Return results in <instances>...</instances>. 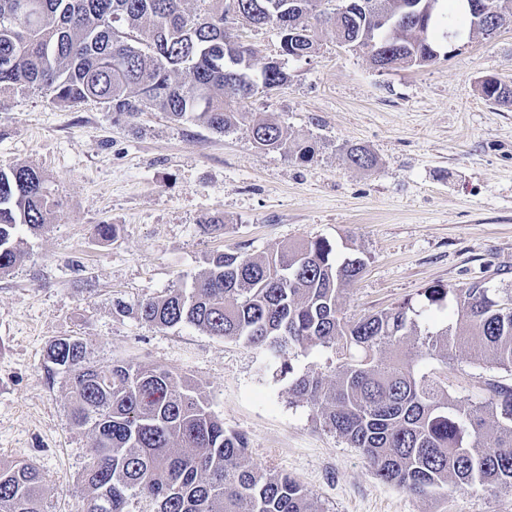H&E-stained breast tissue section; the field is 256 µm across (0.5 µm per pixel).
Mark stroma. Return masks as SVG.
<instances>
[{
    "mask_svg": "<svg viewBox=\"0 0 512 512\" xmlns=\"http://www.w3.org/2000/svg\"><path fill=\"white\" fill-rule=\"evenodd\" d=\"M232 31L252 47L253 73L279 57L277 27ZM438 45L431 64L380 70L319 28L313 52L284 61L287 83L248 99L245 124L223 135L152 108L131 119L36 86L0 91V166L39 170L56 203L0 274V460L38 468L45 512H77L93 446L70 421L66 377L47 371V347L68 336L86 340L91 362L133 361L199 384L225 429L246 434L251 462L297 479L324 512H512V493L416 496L379 479L360 449L289 397L262 351L114 307L190 287L227 248L257 256L318 237L366 260L343 300L351 316L421 304L437 284L512 292V108L480 88L486 76L512 85V27H463ZM264 120L313 146V160L258 147L249 126ZM351 144L372 167L346 162ZM213 216L223 232L204 231ZM103 223L119 226L114 242L95 237ZM479 344L427 363L472 404L486 381L512 386V372L473 363Z\"/></svg>",
    "mask_w": 512,
    "mask_h": 512,
    "instance_id": "1",
    "label": "stroma"
}]
</instances>
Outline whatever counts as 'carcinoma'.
Instances as JSON below:
<instances>
[{
  "label": "carcinoma",
  "instance_id": "obj_1",
  "mask_svg": "<svg viewBox=\"0 0 512 512\" xmlns=\"http://www.w3.org/2000/svg\"><path fill=\"white\" fill-rule=\"evenodd\" d=\"M0 0V90L38 86L53 100L93 98L112 112L136 117L145 107L216 134L238 127L240 101L288 80L282 63L251 75V55L229 46L232 21L224 0ZM271 0H240L248 25L277 24ZM318 25L343 42L371 27L360 15L336 21L323 0H306ZM372 62L389 69L435 61L434 27L426 41L405 24L373 33ZM254 141L302 162L314 148L288 137L275 121L252 125ZM345 160L370 167L363 147ZM53 202L43 176L29 167L0 168V273L17 262L21 228L50 223ZM365 268L352 252L340 259L324 238L252 257L230 248L207 259L191 288H172L131 307L158 327L193 326L264 352L288 393L312 406L329 430L359 448L373 473L415 495L436 491L512 493V387L488 384L489 395L466 406L426 371L429 357L448 363L453 350L481 339L474 360L512 371V294L497 297L480 283L431 286L428 305L454 306L455 318L421 329L410 301L348 317L347 286ZM329 349L334 381L310 369L294 374L296 350ZM47 361L69 376L70 419L94 436L82 476L81 512H131L135 496L153 512H323L301 484L251 463L249 440L227 431L206 398L171 372L133 362L93 365L87 343L55 340ZM43 477L29 463H0V512H44Z\"/></svg>",
  "mask_w": 512,
  "mask_h": 512
}]
</instances>
